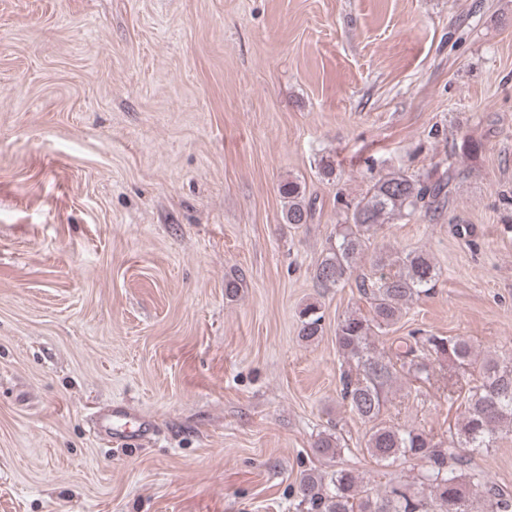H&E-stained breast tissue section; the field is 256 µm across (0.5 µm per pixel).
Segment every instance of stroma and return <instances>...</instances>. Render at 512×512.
Returning a JSON list of instances; mask_svg holds the SVG:
<instances>
[{"mask_svg": "<svg viewBox=\"0 0 512 512\" xmlns=\"http://www.w3.org/2000/svg\"><path fill=\"white\" fill-rule=\"evenodd\" d=\"M393 171L451 177L445 205L321 287ZM287 179L309 223L285 221ZM416 249L439 279L378 351L421 330L512 359V0H0V512H296L306 469L412 482L367 454L335 336L369 310L371 253ZM433 373L381 421L447 438L472 375ZM467 457L512 493V433ZM300 329L299 337L305 342H311L322 336L323 333V315L320 307L312 302L306 304L299 312ZM346 442L343 436L335 433L319 434L313 443L315 452L325 458L334 459L341 454L342 448L346 447Z\"/></svg>", "mask_w": 512, "mask_h": 512, "instance_id": "obj_1", "label": "stroma"}]
</instances>
